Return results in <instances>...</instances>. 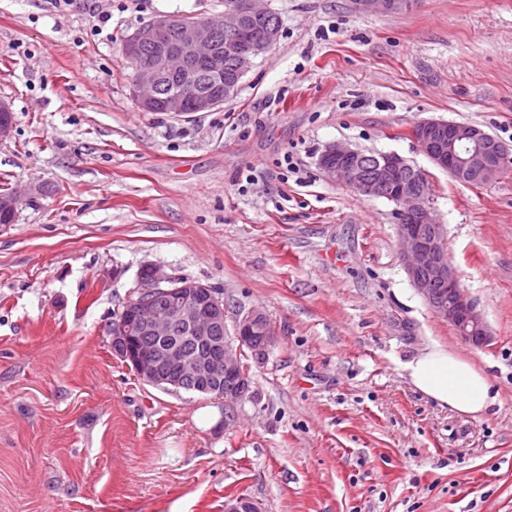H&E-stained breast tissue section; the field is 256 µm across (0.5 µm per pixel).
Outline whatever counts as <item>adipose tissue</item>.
Here are the masks:
<instances>
[{
  "label": "adipose tissue",
  "instance_id": "obj_1",
  "mask_svg": "<svg viewBox=\"0 0 512 512\" xmlns=\"http://www.w3.org/2000/svg\"><path fill=\"white\" fill-rule=\"evenodd\" d=\"M411 384L438 405L478 417L495 403L487 377L454 352L433 347L405 366Z\"/></svg>",
  "mask_w": 512,
  "mask_h": 512
}]
</instances>
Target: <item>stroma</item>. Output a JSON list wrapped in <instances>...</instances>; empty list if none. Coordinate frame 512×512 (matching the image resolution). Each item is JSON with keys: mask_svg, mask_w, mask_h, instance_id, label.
I'll return each mask as SVG.
<instances>
[{"mask_svg": "<svg viewBox=\"0 0 512 512\" xmlns=\"http://www.w3.org/2000/svg\"><path fill=\"white\" fill-rule=\"evenodd\" d=\"M277 44L222 108L143 112L124 37L224 0H0V512H512V165L485 186L437 169L425 119L512 149V0H268ZM422 169L448 258L493 341L438 319L400 259L393 202L330 181L325 147ZM153 264L250 310L276 344L224 405L138 380L109 323ZM116 279L100 282V274ZM450 349L496 404L460 417L404 365ZM413 2V0H354L353 4L356 10L362 12L398 14L408 10Z\"/></svg>", "mask_w": 512, "mask_h": 512, "instance_id": "stroma-1", "label": "stroma"}]
</instances>
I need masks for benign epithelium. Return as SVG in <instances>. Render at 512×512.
<instances>
[{
	"mask_svg": "<svg viewBox=\"0 0 512 512\" xmlns=\"http://www.w3.org/2000/svg\"><path fill=\"white\" fill-rule=\"evenodd\" d=\"M413 0H353L356 10L398 14ZM271 14L266 0H239L214 17L159 15L135 29L122 42V54L133 69V96L139 109L169 113L212 112L237 92L239 83L254 59L279 39L280 27L270 25L246 40L241 34L251 21ZM176 75L179 85L164 98L157 97L164 78ZM13 128L9 105L0 102V140ZM412 137L422 153L437 168L457 182L484 185L512 163L508 148L484 129L440 119L419 122ZM366 155L341 144L328 146L318 166L335 182L352 183L369 198H384L397 206V241L406 273L418 294L435 315L448 322L466 343L486 347L492 341L482 314L461 288L448 260L441 225L431 210L426 174L396 153L373 158L376 174L363 173ZM136 295L128 308L112 320V353L129 366L141 381L163 389L178 387L189 378L198 379L203 389L224 387L216 399L224 401V426L236 421L235 411L251 389L249 372L242 368L245 340L263 334L253 349L256 364L263 363L276 336L266 315L251 310L235 322L234 335L219 341L214 326L224 322L226 307L209 286L166 272L157 265L143 267ZM437 285L441 292L432 286ZM164 293L168 303L159 307L152 295ZM189 335L201 353L189 356L180 344L169 339L174 330ZM166 339L152 354L130 350L132 334ZM229 386H224V383ZM224 512H262L250 497L232 496L224 501Z\"/></svg>",
	"mask_w": 512,
	"mask_h": 512,
	"instance_id": "7a95c632",
	"label": "benign epithelium"
}]
</instances>
